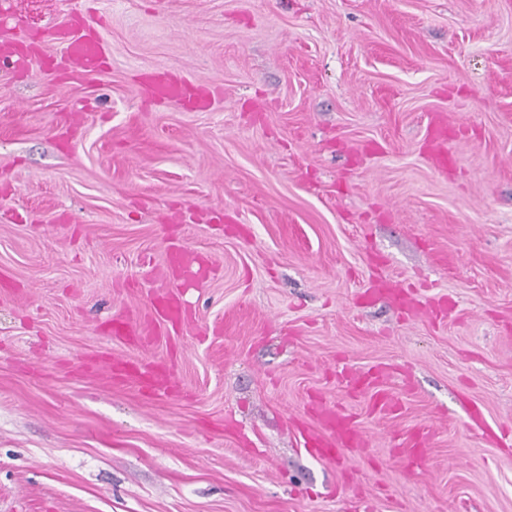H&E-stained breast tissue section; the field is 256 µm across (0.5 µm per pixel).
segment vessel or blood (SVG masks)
<instances>
[{"instance_id":"obj_1","label":"vessel or blood","mask_w":512,"mask_h":512,"mask_svg":"<svg viewBox=\"0 0 512 512\" xmlns=\"http://www.w3.org/2000/svg\"><path fill=\"white\" fill-rule=\"evenodd\" d=\"M53 32L63 43L62 66L67 73L86 76L94 74L108 63V48L98 28L92 27L82 12H72L54 27ZM39 37L24 23L17 22L6 33L0 35V61L15 60L18 66H26ZM152 93L161 100H178L195 110L208 108L214 101L212 89L196 85L169 73L154 74L149 80ZM448 122L436 118L427 139L426 157L432 166L447 172L450 158L447 149ZM108 376L113 383L130 384L140 391L156 395L165 391L167 379L152 363L132 367L117 366ZM388 377L386 368L379 367L363 375L347 374V382L358 390H370L373 410L389 412L395 409L396 399L385 386ZM318 428L302 427L300 437L305 451L320 460L343 463L366 446L364 434L357 428L353 415L344 409H319Z\"/></svg>"}]
</instances>
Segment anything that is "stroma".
Instances as JSON below:
<instances>
[{
    "mask_svg": "<svg viewBox=\"0 0 512 512\" xmlns=\"http://www.w3.org/2000/svg\"><path fill=\"white\" fill-rule=\"evenodd\" d=\"M74 8L110 65L65 79ZM18 20L45 38L0 63V512H512L508 441L467 414L512 432V0H0ZM156 72L216 99L154 101ZM380 276L443 314L366 299ZM120 360L170 393L110 383ZM378 366L389 416L341 382ZM315 402L362 455L304 451ZM421 425L418 468L394 440ZM447 119L438 116L427 139L426 157L432 166L443 173L448 172L450 157L447 149Z\"/></svg>",
    "mask_w": 512,
    "mask_h": 512,
    "instance_id": "obj_1",
    "label": "stroma"
}]
</instances>
